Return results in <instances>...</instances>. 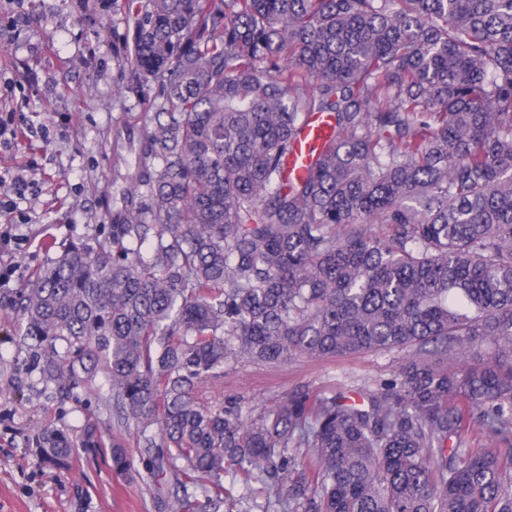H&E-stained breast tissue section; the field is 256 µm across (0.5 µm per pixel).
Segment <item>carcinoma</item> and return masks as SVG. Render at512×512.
Here are the masks:
<instances>
[{
    "label": "carcinoma",
    "mask_w": 512,
    "mask_h": 512,
    "mask_svg": "<svg viewBox=\"0 0 512 512\" xmlns=\"http://www.w3.org/2000/svg\"><path fill=\"white\" fill-rule=\"evenodd\" d=\"M116 49L155 102L144 192L18 292L42 380L102 376L181 512H232L229 472L288 512H512V0H145ZM411 349L366 405L202 397L243 357ZM97 432L34 453L67 470Z\"/></svg>",
    "instance_id": "1"
}]
</instances>
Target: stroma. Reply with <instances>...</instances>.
I'll return each instance as SVG.
<instances>
[{
  "label": "stroma",
  "mask_w": 512,
  "mask_h": 512,
  "mask_svg": "<svg viewBox=\"0 0 512 512\" xmlns=\"http://www.w3.org/2000/svg\"><path fill=\"white\" fill-rule=\"evenodd\" d=\"M137 7V0L120 10L112 0H0V15L18 18L14 26L0 25V88H22L33 131L18 147L0 151V167L33 166L37 184L19 203L29 223L16 225L12 250L0 253V265L14 269L0 287V512H170L177 491L174 475L150 478L105 391L52 394L33 350L13 339L11 304L19 289L69 244L108 237L112 212L129 193L125 176L141 149L142 119L153 101L126 91L131 76L112 44L132 29ZM46 127L56 131L48 142L40 137ZM404 358L401 351L294 356L275 364L241 358L225 367L217 391L255 408L340 387L369 392L392 378ZM89 421L98 425V451L79 452L63 473L40 464L32 451L39 427L78 437ZM115 443L132 451L128 475L112 470Z\"/></svg>",
  "instance_id": "1"
}]
</instances>
